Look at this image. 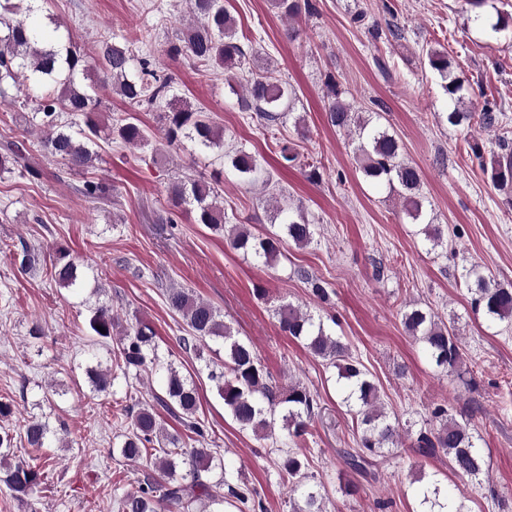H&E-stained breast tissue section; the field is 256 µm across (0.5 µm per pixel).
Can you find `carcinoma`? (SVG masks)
<instances>
[{
	"label": "carcinoma",
	"mask_w": 512,
	"mask_h": 512,
	"mask_svg": "<svg viewBox=\"0 0 512 512\" xmlns=\"http://www.w3.org/2000/svg\"><path fill=\"white\" fill-rule=\"evenodd\" d=\"M23 0H0V102L9 98L14 88L32 100L30 112L21 115L29 128L39 131V147L43 154L63 163L69 170L83 172L92 167L97 157L100 128L95 119L98 107L96 96L86 90L83 81L94 69H100L110 79L113 88L130 105L165 107L163 110V139L170 147L188 146L197 156L224 152L232 168L245 182L257 179L259 163L254 155L242 148L224 151L223 130L215 127L207 114L194 109L187 101L172 93L171 80L157 74L147 57L136 54L119 41H100L96 56L89 57L79 50L69 29L50 21L52 33L46 35L33 24L19 18ZM474 20L491 32L508 30V14L491 13L490 0H466ZM280 16L289 20L302 13L315 14L312 0H272ZM190 20L170 42L166 56L183 57L199 67H213L229 74L248 64L249 53L238 36L234 18L224 8L223 0H188ZM428 64L441 79L448 97L446 121L451 127H481L487 131L506 126L505 115L496 99H485L477 110L462 108L467 92L465 81L455 74L457 64L447 50L431 48ZM244 112H255L265 128L280 124L296 104V94L290 84L272 72H252L246 86L227 82ZM325 112L328 124L357 132V152L360 168L370 181L382 185L403 199V214L408 223L418 227L417 234L431 250L444 244V230L428 214L421 193L422 176L419 169L403 157L396 135L382 122L378 112L360 115L343 98L336 76L325 75ZM111 138L135 148H145L150 142L139 119L129 114L110 129ZM500 153L491 159V180L506 191L512 188V146L507 137L499 138ZM0 155V172L16 165L33 177L38 168L29 164L25 143L8 144ZM82 194L97 199L112 194V184L103 179L86 180ZM172 207L191 205L196 223L223 232L227 245L244 255L269 265L284 255L289 244L306 247L314 242L317 232L303 210L272 195L273 219H281L279 230L254 236L237 224H226L224 208L218 193L210 183L201 180H179L169 187ZM14 262L26 272L43 262L42 252L30 245L12 252ZM49 278L55 285L72 291L87 287L86 275L69 252L59 247L55 251ZM311 286L312 294L320 301L329 298L322 281L307 271H297ZM462 278L471 296V308L482 316L490 327L503 322L512 323V288L493 283L474 266L463 268ZM165 303L186 325V335L179 338L180 346L199 356L207 341L222 345L224 364L208 372L217 395L224 402V411L243 431L259 440L272 442L281 455L278 458L279 476L289 486L291 512H326L325 495L309 485L308 461L289 449L303 437L319 414V403L309 389L298 382L286 387L273 384L272 376L261 363L253 343L239 338L226 323L220 311L211 303L194 296L189 288H167ZM281 329L301 342L309 353L337 369L338 391L343 403L360 417L361 433L357 448L348 456L347 464L356 471L366 469L377 457L399 445V424L390 420L382 406L377 383L368 377L361 361L336 337L332 323H326L298 305L283 303L275 309ZM407 333L422 345L429 362L448 377H459L461 364L460 340L453 329L429 309L408 304L401 313ZM91 336L103 342L119 334L115 366L97 363L86 370L94 393H107L112 388V369L124 379H136L150 370H165L163 393L154 400L168 413L179 418L187 431L195 435L199 447L186 448L183 437L168 432L154 408L139 402L125 407L127 430L121 434L118 451L122 458L136 462L150 451H159L156 467L161 477L146 472L137 489L121 499L122 512H157L163 506L167 512H183L198 501L224 503L237 512L263 509L256 500L257 493L248 484L226 469L223 460L213 455L205 424L197 417L196 389L187 378L171 365H164L158 353L156 332L143 321L122 326L119 311L110 304L91 308ZM104 331H99V328ZM432 428H422L416 434L414 447L423 455H444L448 467L461 477L480 484L489 476V452L481 447L467 425L458 422L448 412V406L438 405L430 411ZM51 434L49 422L32 418L25 426V439L31 448H44ZM15 436L0 426V483L16 495L26 496L45 484V468L27 461L9 462L14 455ZM220 470L219 484L227 493L218 495L213 484L203 475ZM420 512H468L456 496L448 493L441 482L430 478L416 489Z\"/></svg>",
	"instance_id": "1"
}]
</instances>
